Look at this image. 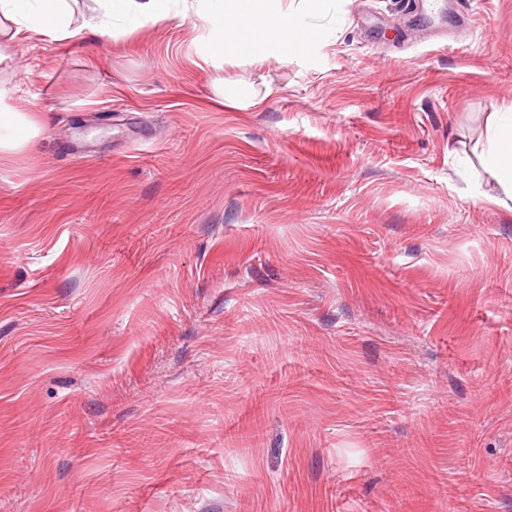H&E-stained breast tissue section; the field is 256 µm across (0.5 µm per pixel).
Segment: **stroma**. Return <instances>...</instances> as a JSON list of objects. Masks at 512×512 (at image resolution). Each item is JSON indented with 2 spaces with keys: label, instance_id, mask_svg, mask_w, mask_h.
Here are the masks:
<instances>
[{
  "label": "stroma",
  "instance_id": "1",
  "mask_svg": "<svg viewBox=\"0 0 512 512\" xmlns=\"http://www.w3.org/2000/svg\"><path fill=\"white\" fill-rule=\"evenodd\" d=\"M441 3L327 0L285 61L205 63L196 0L12 46L0 512H512V211L455 173L512 0ZM42 125L37 112H21L0 97V156L23 150Z\"/></svg>",
  "mask_w": 512,
  "mask_h": 512
}]
</instances>
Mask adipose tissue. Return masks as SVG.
Returning <instances> with one entry per match:
<instances>
[{
	"label": "adipose tissue",
	"instance_id": "ef3b65f1",
	"mask_svg": "<svg viewBox=\"0 0 512 512\" xmlns=\"http://www.w3.org/2000/svg\"><path fill=\"white\" fill-rule=\"evenodd\" d=\"M197 16L209 36V60L239 53L249 46L260 56L287 59L297 45L316 32L313 17L324 0H307L306 9L284 10L276 0H208ZM175 0H93L89 15L76 17L69 0H0V63L5 49L18 42H65L89 31L102 37L127 34L144 23H162L173 16ZM42 124L35 112H22L0 100V154L29 146ZM485 179L499 194L494 202L512 206V106L492 113L487 137L477 156Z\"/></svg>",
	"mask_w": 512,
	"mask_h": 512
}]
</instances>
